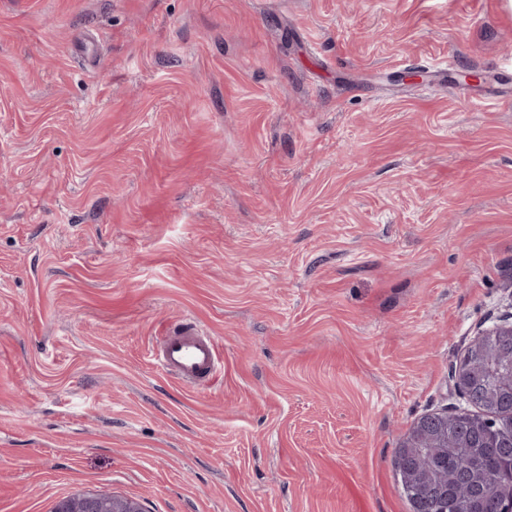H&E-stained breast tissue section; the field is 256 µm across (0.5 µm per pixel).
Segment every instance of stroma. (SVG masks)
I'll list each match as a JSON object with an SVG mask.
<instances>
[{
  "label": "stroma",
  "instance_id": "obj_1",
  "mask_svg": "<svg viewBox=\"0 0 512 512\" xmlns=\"http://www.w3.org/2000/svg\"><path fill=\"white\" fill-rule=\"evenodd\" d=\"M501 68L512 0H0V512H411L512 310ZM506 337L511 344L512 342V313L504 316L499 320L498 323L494 324L491 328H487L478 332L475 336H473L472 340L468 344L466 348V352L468 355L471 354L472 350L475 349L483 340L495 339ZM168 334L157 351L156 362L162 370L193 383L214 377L220 354L211 336L201 333L190 321ZM485 374V373H484ZM484 374L474 377L466 369L453 371V380L455 389L466 399L473 400L476 391L485 384ZM53 512H145L140 503L131 499L112 497V502L101 495H82L62 499Z\"/></svg>",
  "mask_w": 512,
  "mask_h": 512
}]
</instances>
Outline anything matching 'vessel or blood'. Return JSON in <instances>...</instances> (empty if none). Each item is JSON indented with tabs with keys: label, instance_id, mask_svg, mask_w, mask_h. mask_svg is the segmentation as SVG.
Masks as SVG:
<instances>
[{
	"label": "vessel or blood",
	"instance_id": "b4317fda",
	"mask_svg": "<svg viewBox=\"0 0 512 512\" xmlns=\"http://www.w3.org/2000/svg\"><path fill=\"white\" fill-rule=\"evenodd\" d=\"M219 359L215 340L187 321L161 342L156 362L162 370L183 380L196 382L213 378Z\"/></svg>",
	"mask_w": 512,
	"mask_h": 512
}]
</instances>
